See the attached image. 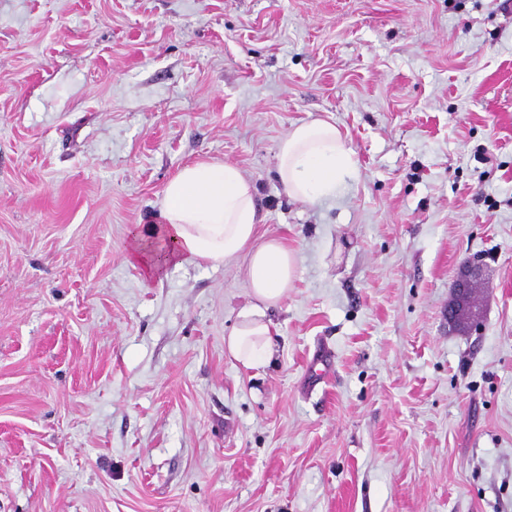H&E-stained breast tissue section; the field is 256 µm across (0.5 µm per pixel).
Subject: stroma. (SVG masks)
Wrapping results in <instances>:
<instances>
[{
  "label": "stroma",
  "instance_id": "1",
  "mask_svg": "<svg viewBox=\"0 0 512 512\" xmlns=\"http://www.w3.org/2000/svg\"><path fill=\"white\" fill-rule=\"evenodd\" d=\"M315 119L356 172L308 204ZM200 159L301 257L260 370L245 258L129 260ZM0 512H512V0H0ZM277 173L288 197L315 204L335 196L355 166L336 125L316 120L288 131L279 146ZM487 283L486 266L481 261L473 259L459 266L448 301V331L467 335L480 328L484 306L479 292Z\"/></svg>",
  "mask_w": 512,
  "mask_h": 512
}]
</instances>
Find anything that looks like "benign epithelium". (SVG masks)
<instances>
[{
    "instance_id": "1",
    "label": "benign epithelium",
    "mask_w": 512,
    "mask_h": 512,
    "mask_svg": "<svg viewBox=\"0 0 512 512\" xmlns=\"http://www.w3.org/2000/svg\"><path fill=\"white\" fill-rule=\"evenodd\" d=\"M487 283L486 266L481 261L473 259L459 266L448 301V331L467 335L480 328L484 306L479 292Z\"/></svg>"
}]
</instances>
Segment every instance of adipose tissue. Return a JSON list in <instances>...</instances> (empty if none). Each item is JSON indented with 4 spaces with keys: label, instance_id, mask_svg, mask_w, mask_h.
Returning a JSON list of instances; mask_svg holds the SVG:
<instances>
[{
    "label": "adipose tissue",
    "instance_id": "ef3b65f1",
    "mask_svg": "<svg viewBox=\"0 0 512 512\" xmlns=\"http://www.w3.org/2000/svg\"><path fill=\"white\" fill-rule=\"evenodd\" d=\"M354 172L351 152L330 122L296 125L280 143L277 173L288 197L320 202L335 196L343 178ZM160 217L150 235L133 239L131 260L146 276L158 277L171 266L226 263L247 254L248 299L224 345L243 368L270 364L276 327L267 313L287 296L299 256L282 240L257 242L252 182L236 165L219 160L193 162L167 183Z\"/></svg>",
    "mask_w": 512,
    "mask_h": 512
}]
</instances>
